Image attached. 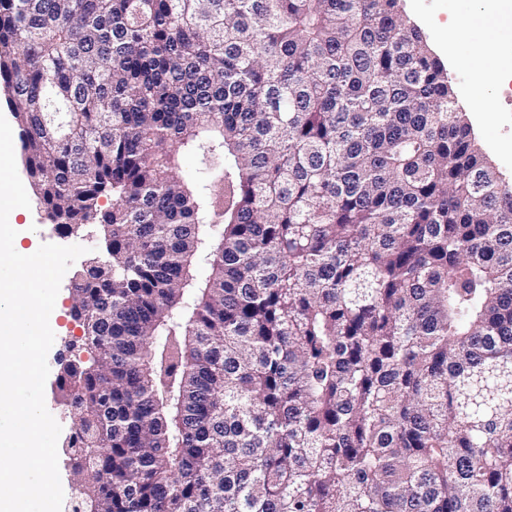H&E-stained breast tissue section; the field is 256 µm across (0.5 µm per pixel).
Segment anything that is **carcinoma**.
Segmentation results:
<instances>
[{"label":"carcinoma","instance_id":"carcinoma-1","mask_svg":"<svg viewBox=\"0 0 512 512\" xmlns=\"http://www.w3.org/2000/svg\"><path fill=\"white\" fill-rule=\"evenodd\" d=\"M398 2L0 0L33 193L106 244L72 512H512V181Z\"/></svg>","mask_w":512,"mask_h":512}]
</instances>
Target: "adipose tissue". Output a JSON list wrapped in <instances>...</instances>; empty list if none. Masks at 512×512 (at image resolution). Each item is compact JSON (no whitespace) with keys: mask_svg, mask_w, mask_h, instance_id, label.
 I'll use <instances>...</instances> for the list:
<instances>
[{"mask_svg":"<svg viewBox=\"0 0 512 512\" xmlns=\"http://www.w3.org/2000/svg\"><path fill=\"white\" fill-rule=\"evenodd\" d=\"M511 24L512 0H475L472 8L447 20L440 33V50L451 64H458L454 49L462 35L470 28H483L485 39L470 55L476 79L482 82L490 78L498 84L512 80V67L502 63L504 52L498 38L500 30Z\"/></svg>","mask_w":512,"mask_h":512,"instance_id":"1","label":"adipose tissue"}]
</instances>
